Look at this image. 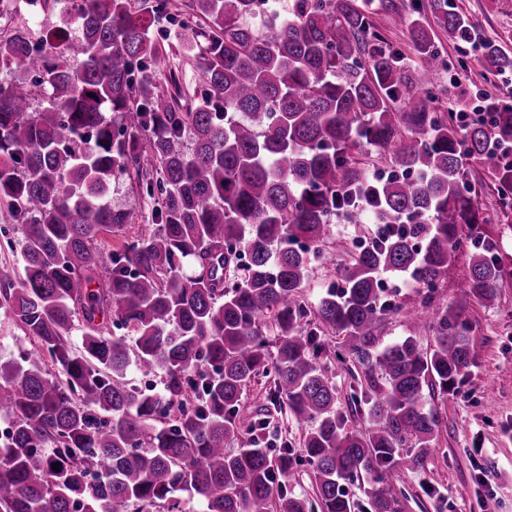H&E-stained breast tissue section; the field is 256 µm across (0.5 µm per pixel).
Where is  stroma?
Returning <instances> with one entry per match:
<instances>
[{
    "mask_svg": "<svg viewBox=\"0 0 512 512\" xmlns=\"http://www.w3.org/2000/svg\"><path fill=\"white\" fill-rule=\"evenodd\" d=\"M13 6L0 17V33L22 27L40 42L48 30L65 26L71 9L69 0H12ZM456 12L464 14L489 40L512 54V0H454ZM176 33L158 41L161 55L170 66L151 71L161 88L177 84L185 106L201 101L205 88L192 57L175 51ZM437 44L445 59L461 63L467 78L461 84L440 79L435 90L438 111L454 108L470 112L482 95L493 93L494 79L483 70L479 54H463L459 41L440 35ZM351 225L336 222L325 248L335 250L334 266H314L303 291L308 307H316L328 289H341L342 269L355 252ZM24 233L5 201L0 200V268L21 270ZM468 258L460 256L433 292L442 306H463L472 325L473 364L454 390L437 396L439 432L435 448L424 468H401L403 512H512V275L499 286L495 305L484 306L466 294ZM386 293L403 310L391 314L382 329L384 343L409 336L407 313L418 307L415 288L390 279ZM331 375L337 389V407L351 430L368 427L365 408L354 407L352 398L364 394L370 380L364 370L351 363L332 362ZM268 379L252 383L239 410L242 416L265 418L292 448H299L302 431L288 418L285 407L269 403Z\"/></svg>",
    "mask_w": 512,
    "mask_h": 512,
    "instance_id": "1",
    "label": "stroma"
}]
</instances>
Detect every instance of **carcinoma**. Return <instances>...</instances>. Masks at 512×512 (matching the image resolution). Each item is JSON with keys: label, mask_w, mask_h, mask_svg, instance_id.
<instances>
[{"label": "carcinoma", "mask_w": 512, "mask_h": 512, "mask_svg": "<svg viewBox=\"0 0 512 512\" xmlns=\"http://www.w3.org/2000/svg\"><path fill=\"white\" fill-rule=\"evenodd\" d=\"M261 2L192 0L191 15L172 16L166 0H79L73 23L47 32L63 47L53 61L30 55L25 32L0 39V69L22 71L0 82V197L25 233L23 272L0 269V310L35 342L0 362V512H187L182 492L197 512H353L344 485L360 476L365 512H402L397 467L425 466L439 431L427 401L472 365L464 309L431 293L465 246L462 227L474 236L492 223L468 166L493 174L499 204L512 205L498 151L512 142V110L465 125L435 112V31L462 41L469 28L448 0H429V19L379 0L407 28L411 64L371 0H292L258 31L241 18ZM163 20L199 63L206 92L194 108L144 75L159 64L151 33L167 36ZM481 61L491 76L512 68L493 41ZM35 86L48 95L38 111ZM372 152L414 177L370 180L359 156ZM120 175L160 208L108 250L101 235L132 224L109 200ZM365 216L412 223L359 252L341 291L308 309L302 288L312 262L332 261L319 248L331 222ZM384 275L409 276L423 308L412 335L387 345L380 324L397 306ZM507 275L492 243L470 250L477 302L495 304ZM324 329L344 336L345 354H331ZM424 331L429 353L415 341ZM331 358L381 380L364 399V433L344 430ZM133 370L161 372L162 390H142ZM259 377L303 430L300 450L285 443L271 457L260 446L269 422L239 416ZM301 466L314 500L286 484ZM377 25L386 29L388 41L396 48L404 57L414 59L413 48L406 29L392 28L388 25L385 14L377 13L374 15Z\"/></svg>", "instance_id": "carcinoma-1"}]
</instances>
